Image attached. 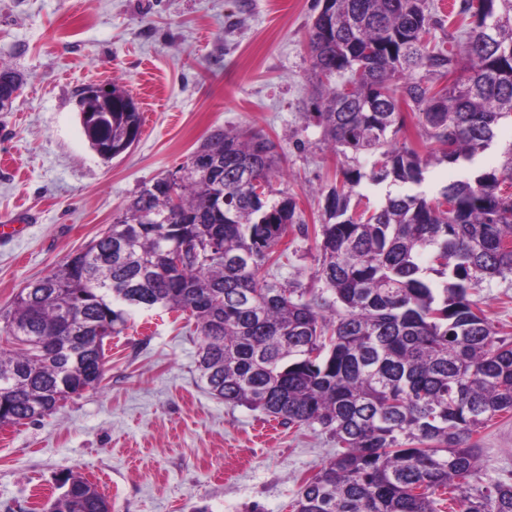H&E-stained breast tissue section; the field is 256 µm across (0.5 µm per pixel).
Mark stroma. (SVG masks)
<instances>
[{"label":"stroma","mask_w":512,"mask_h":512,"mask_svg":"<svg viewBox=\"0 0 512 512\" xmlns=\"http://www.w3.org/2000/svg\"><path fill=\"white\" fill-rule=\"evenodd\" d=\"M323 0H0V65L23 85L0 111V217L29 221L0 242V309L182 166L213 130L268 135L285 160L271 183L306 224L343 170L377 206L397 188L372 183V160L333 152L311 111L309 30ZM114 83L140 104V139L103 161L80 122L79 100ZM320 240L289 232L274 269L308 288ZM494 327L512 336V275L476 289ZM198 341L183 313L136 309L109 339L101 388L56 413L0 428V512H42L71 471L111 512H290L302 479L336 452L327 434L285 426L206 390ZM481 463L512 479V418L474 434Z\"/></svg>","instance_id":"stroma-1"}]
</instances>
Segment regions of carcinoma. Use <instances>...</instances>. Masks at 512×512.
<instances>
[{
	"label": "carcinoma",
	"instance_id": "obj_1",
	"mask_svg": "<svg viewBox=\"0 0 512 512\" xmlns=\"http://www.w3.org/2000/svg\"><path fill=\"white\" fill-rule=\"evenodd\" d=\"M423 0H324L309 33L315 88L307 125L370 175L347 168L324 200L316 288L273 273L290 231L308 235L297 202L275 195L277 144L216 130L179 169L143 189L98 237L0 311V425L51 415L99 386L104 340L133 309L188 311L207 391L306 425L336 454L302 480L291 512H512V482L482 471L475 432L512 413V339L497 336L471 290L512 274V142L500 168H476L429 200L421 192L351 205L362 178L412 188L432 163L463 165L512 120V0H459L460 48L428 47ZM423 69L424 75H417ZM464 70L436 95L428 76ZM22 85L0 67V96ZM112 112L85 123L105 161L139 140L133 98L111 86ZM416 112L425 152L397 140ZM266 184L263 198L249 184ZM224 205L217 206V195ZM186 249L178 269L160 256ZM448 276L442 296L425 276ZM46 512H110L71 471Z\"/></svg>",
	"mask_w": 512,
	"mask_h": 512
}]
</instances>
